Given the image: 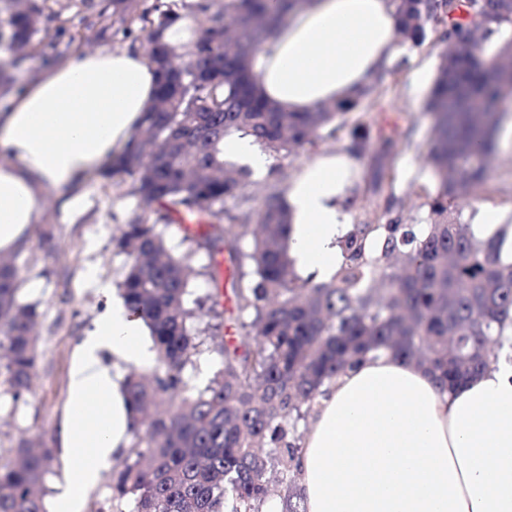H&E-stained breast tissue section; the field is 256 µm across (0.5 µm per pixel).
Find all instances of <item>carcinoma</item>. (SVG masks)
Returning <instances> with one entry per match:
<instances>
[{
  "mask_svg": "<svg viewBox=\"0 0 512 512\" xmlns=\"http://www.w3.org/2000/svg\"><path fill=\"white\" fill-rule=\"evenodd\" d=\"M49 0H0V89L31 54ZM311 0H224L199 4L192 70L172 69L165 32L180 14L155 4L138 15L145 51L161 75L154 103L110 163L132 177L131 194L159 204L155 219L131 217L114 239L129 258L121 296L147 325L157 358L149 375L123 386L133 411L132 444L112 474L109 508L95 512H261L283 488L282 512H306L293 462L296 423L322 388L357 357L388 350L434 375L443 389L489 366L512 323V262L497 244L480 241L453 216L460 199L484 184L496 151L497 108L512 95V4H474L486 19L474 33L439 29L458 0H394L401 40L413 47L429 34L444 45L426 108L434 118L426 156L436 177L430 223L416 228L391 218L359 221L341 242L344 260L327 283L302 279L288 252V206L272 198L243 216L224 202L247 172L224 162V138L251 136L276 158L335 139L346 115L369 97L386 72L346 103L314 112H285L261 94L254 71L260 46L297 7ZM348 151L372 155L375 179L390 178V142L372 148L352 131ZM171 205L215 220L184 230L189 249L173 253L159 226ZM251 237L248 248L241 241ZM382 241L376 250L367 248ZM225 255L233 265L232 296L223 306L215 266L210 291L193 295V257ZM19 269L0 262V393L30 391L38 358L37 308L19 301ZM235 329L220 334L219 307ZM207 335L219 369L200 388L187 376ZM0 464V512H48L43 485L54 449L19 441Z\"/></svg>",
  "mask_w": 512,
  "mask_h": 512,
  "instance_id": "1",
  "label": "carcinoma"
}]
</instances>
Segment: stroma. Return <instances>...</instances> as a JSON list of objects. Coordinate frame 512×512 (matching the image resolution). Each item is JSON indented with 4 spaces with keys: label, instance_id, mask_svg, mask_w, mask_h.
Segmentation results:
<instances>
[{
    "label": "stroma",
    "instance_id": "stroma-1",
    "mask_svg": "<svg viewBox=\"0 0 512 512\" xmlns=\"http://www.w3.org/2000/svg\"><path fill=\"white\" fill-rule=\"evenodd\" d=\"M152 2L130 0L129 10L121 15L115 13L112 0H54L51 16L42 21L35 50L21 62L17 76L34 73L45 66L47 59L70 56L79 35L90 36L96 48L144 44L147 33L137 16ZM440 50V44L430 40L412 49L413 63L384 77L375 92L350 112L347 129L338 139L296 156L274 159L270 175L248 177L237 197L228 199L227 208L234 212L255 209L268 196L285 195L290 181L306 165L326 155H347L351 132L375 141L404 131L407 139L400 141L389 160L395 180L382 190H375L372 184L370 158H352L361 172V193L349 209L350 219L362 221L373 212H384L392 197L396 200L394 212L403 223H429V207L418 192L421 187L435 185L432 170L423 161L432 129L424 105L433 86ZM130 184V177L100 169L85 188L81 212L65 210L58 201L49 202L44 220L33 225L27 243L13 255L24 282L19 298L37 306L38 360L27 395L18 401L0 395L2 448H10L22 438L50 448L59 445L57 427L67 404L72 356L106 303L96 288L86 284L83 273L87 267H96L103 280L118 285L128 262L127 255L113 244L119 226L135 214L147 218L154 215L153 208L131 195ZM479 205L495 210L502 223L512 225V145L499 148L478 202L459 203L454 214L462 223H471ZM47 230L53 233L49 248L41 244Z\"/></svg>",
    "mask_w": 512,
    "mask_h": 512
}]
</instances>
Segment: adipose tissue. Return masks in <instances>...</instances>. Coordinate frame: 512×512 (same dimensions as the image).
<instances>
[{"instance_id":"ef3b65f1","label":"adipose tissue","mask_w":512,"mask_h":512,"mask_svg":"<svg viewBox=\"0 0 512 512\" xmlns=\"http://www.w3.org/2000/svg\"><path fill=\"white\" fill-rule=\"evenodd\" d=\"M392 0H312L264 42L255 73L286 112L346 102L408 56ZM160 74L144 50L75 51L29 76L0 112V255L18 252L56 195L79 206L153 103ZM360 177L341 156L288 185L299 273L327 282L343 261L347 200ZM145 324L116 302L78 343L59 426L67 468L56 512H80L125 452L130 404L116 365L155 360ZM478 376L441 390L390 353L367 355L325 388L295 461L306 512H512V328Z\"/></svg>"}]
</instances>
